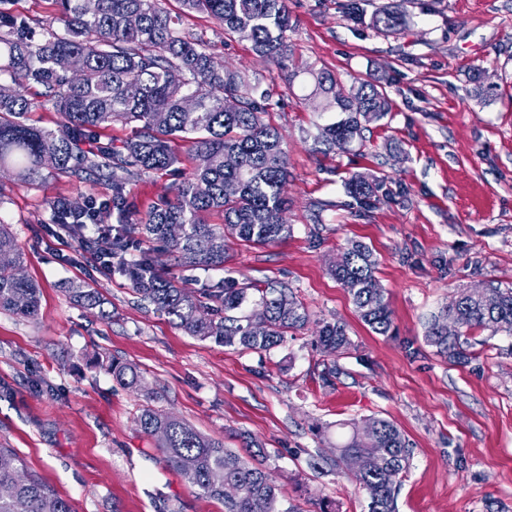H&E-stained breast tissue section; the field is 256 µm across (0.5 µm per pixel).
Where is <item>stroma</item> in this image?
<instances>
[{
	"instance_id": "stroma-1",
	"label": "stroma",
	"mask_w": 512,
	"mask_h": 512,
	"mask_svg": "<svg viewBox=\"0 0 512 512\" xmlns=\"http://www.w3.org/2000/svg\"><path fill=\"white\" fill-rule=\"evenodd\" d=\"M348 0H287L288 42L299 63L381 81L388 115L350 151L322 152L302 78L227 39L206 14L161 0L218 64L270 87L265 117L285 136L288 240L265 247L225 235L223 271L203 272L157 257L191 293L231 278L249 290L285 283L309 321L267 352L200 340L141 305L127 277L103 275L76 241L62 244L44 222L46 203L100 194L96 182L57 175L39 185L0 187V221L23 253L22 272L40 288L37 320L0 310V448L70 500L75 512H224L192 494L134 420L146 393L201 434L242 451L258 441L260 462L296 512H364L367 496L337 444L352 424L393 422L413 453L398 478V512H512V335L470 336L472 359L449 364L425 340V321L462 288H512V0H406L409 26L381 33L348 19ZM496 96L477 99L476 82ZM179 169L126 185L143 211L189 175L188 145L175 141ZM376 178L381 202L360 216L345 182ZM366 245L392 311L380 336L357 315L330 267L348 244ZM97 288L110 316L90 315L69 282ZM345 324L351 345L328 354L314 343L321 322ZM136 366L142 390L119 385L109 360ZM335 374H328V367Z\"/></svg>"
}]
</instances>
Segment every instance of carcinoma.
<instances>
[{"label": "carcinoma", "mask_w": 512, "mask_h": 512, "mask_svg": "<svg viewBox=\"0 0 512 512\" xmlns=\"http://www.w3.org/2000/svg\"><path fill=\"white\" fill-rule=\"evenodd\" d=\"M57 16L42 22L16 15L0 0V176L42 182L54 174L78 180L93 178L102 189V205L119 218V227L100 228L90 202H72L64 211L47 203L51 224H71L81 248L105 246L112 267L126 274L140 297L165 313L175 327L201 340L267 351L290 330L301 329L308 314L285 286L260 297L256 312L241 323L231 312L247 299V289L221 280L195 295L165 277L146 255L134 258L133 235L141 232L179 261L203 271L224 268V234L230 232L257 246L283 242L291 225L286 185L288 160L284 137L264 120L273 95L260 81L217 67L205 45L180 29L179 16L160 0H56ZM189 11L207 14L224 33L251 44L260 56L293 65L288 44L291 16L286 0H182ZM409 16L397 3L371 15L370 25L397 32ZM305 75L312 109L338 112L339 120L317 126L326 149H348L368 124L391 111L385 88L375 79H356L345 90L325 67L307 64L290 77ZM38 86L41 91L29 94ZM37 109L52 110L54 129L32 123ZM120 123L132 128L121 146L102 144L99 129ZM189 144L196 164L142 216L127 201L128 179L167 171L178 162L170 142ZM378 180L357 173L348 194L364 212L380 203ZM218 211L224 223L209 224ZM21 252L5 224H0V309L25 318L39 315V288L18 272ZM376 263L365 245L351 244L332 266L336 280L351 296L359 317L376 333L387 335L392 314L376 276ZM488 300L478 301L461 289L428 323L426 342L448 361L466 364V336L476 330L494 336L512 333V288L487 284ZM68 295L88 310L109 317L104 299L83 281L70 283ZM458 325L454 336L443 323ZM350 345L345 325L324 323L317 346L328 353ZM113 378L132 391L141 390L135 366L110 362ZM136 419L140 430L156 439L168 465L180 473L196 496L217 500L224 512H295L282 508L280 487L271 474L224 444L201 435L173 415L155 409L153 398ZM364 426L375 440L353 430L338 448V459L356 456L361 469L353 480L369 494L367 512H397L395 478L406 469L410 443L392 422L369 418ZM0 512H74L71 502L40 478L24 471L23 461L0 448Z\"/></svg>", "instance_id": "obj_1"}]
</instances>
